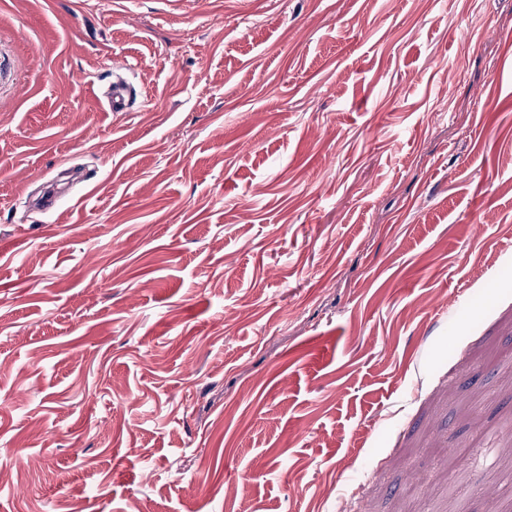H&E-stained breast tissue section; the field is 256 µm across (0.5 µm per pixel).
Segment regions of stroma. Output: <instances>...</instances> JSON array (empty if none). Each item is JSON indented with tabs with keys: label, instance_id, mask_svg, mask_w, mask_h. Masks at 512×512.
<instances>
[{
	"label": "stroma",
	"instance_id": "35a3bbf8",
	"mask_svg": "<svg viewBox=\"0 0 512 512\" xmlns=\"http://www.w3.org/2000/svg\"><path fill=\"white\" fill-rule=\"evenodd\" d=\"M510 239L512 0H0V512H512ZM132 88L123 79L112 83V92L107 97L108 106L113 112H124L129 105Z\"/></svg>",
	"mask_w": 512,
	"mask_h": 512
}]
</instances>
